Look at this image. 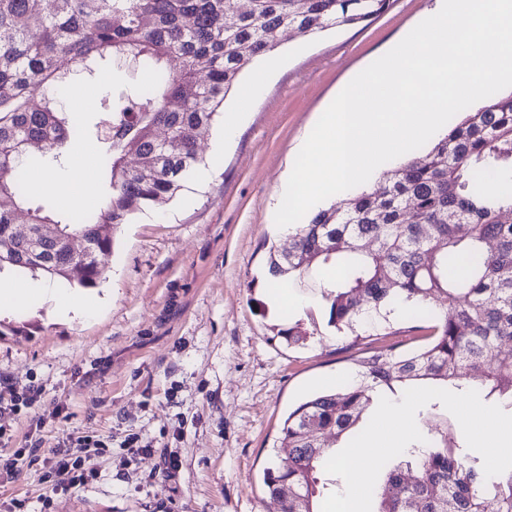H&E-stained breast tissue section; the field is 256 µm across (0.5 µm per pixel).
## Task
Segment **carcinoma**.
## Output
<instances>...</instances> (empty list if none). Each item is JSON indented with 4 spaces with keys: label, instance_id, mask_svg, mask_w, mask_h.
I'll use <instances>...</instances> for the list:
<instances>
[{
    "label": "carcinoma",
    "instance_id": "1",
    "mask_svg": "<svg viewBox=\"0 0 512 512\" xmlns=\"http://www.w3.org/2000/svg\"><path fill=\"white\" fill-rule=\"evenodd\" d=\"M390 0H0V272L40 274L98 285L97 254L112 248L116 228L146 208H161L184 189L202 162L199 142L223 112L240 73L270 52L291 28L309 35L354 26L385 12ZM109 60L129 80L106 94L98 124L105 200L89 214H57L27 204L21 177L31 149L60 164L76 134L61 91ZM179 62L176 71L169 63ZM152 75L142 85L137 74ZM512 179V93L466 112L430 150L414 151L372 191L340 199L290 233L288 252L269 248L273 282L305 283L325 269L341 276L320 284L328 325L359 331L390 321L401 302L431 315L429 342L402 354L388 346L360 361L361 379L319 393L284 418L287 462L264 471L282 512H316L330 482L324 456L369 413L381 390L420 385L458 390L482 379L486 396L512 408V190L486 182ZM26 212L33 236L15 235ZM468 226L464 235L458 227ZM80 234L87 251L74 254ZM277 336L302 345L307 333L284 326ZM413 470L409 484L403 470ZM374 512H512V470L486 484L478 458L442 438L413 443L375 486Z\"/></svg>",
    "mask_w": 512,
    "mask_h": 512
}]
</instances>
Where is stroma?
<instances>
[{
    "mask_svg": "<svg viewBox=\"0 0 512 512\" xmlns=\"http://www.w3.org/2000/svg\"><path fill=\"white\" fill-rule=\"evenodd\" d=\"M437 6L391 0L368 23L287 31L283 64L209 179L120 225L98 256L99 285H70L98 299L94 316L59 315L44 296L0 309V404L35 391L0 415V454L40 447L38 462L0 482V512H278L263 471L283 418L350 384L376 343L350 345L328 326L316 284L297 289L293 317L275 307L268 247L288 244L275 200L317 112ZM291 320L305 345L278 337ZM80 437L102 447L84 457V483L56 487L42 460ZM169 455L177 472L163 468Z\"/></svg>",
    "mask_w": 512,
    "mask_h": 512,
    "instance_id": "1",
    "label": "stroma"
}]
</instances>
